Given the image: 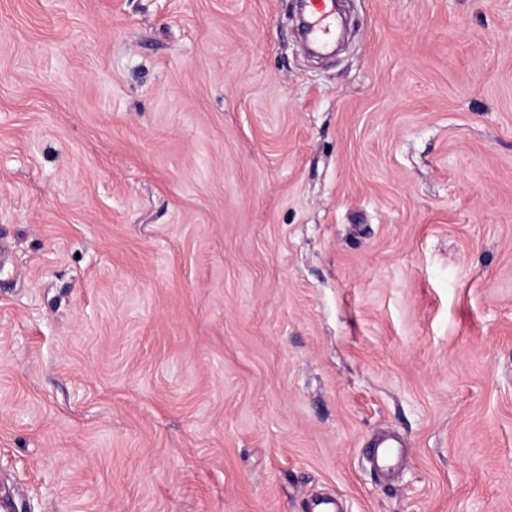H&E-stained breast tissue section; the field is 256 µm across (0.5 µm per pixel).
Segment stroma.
<instances>
[{"label": "stroma", "mask_w": 512, "mask_h": 512, "mask_svg": "<svg viewBox=\"0 0 512 512\" xmlns=\"http://www.w3.org/2000/svg\"><path fill=\"white\" fill-rule=\"evenodd\" d=\"M1 237L0 512H512V0H0ZM309 19L306 33L313 41L315 47L324 50L330 43V36L335 26L333 0H310L307 2ZM374 468L387 475L403 460V442L392 435H383L373 442Z\"/></svg>", "instance_id": "stroma-1"}]
</instances>
